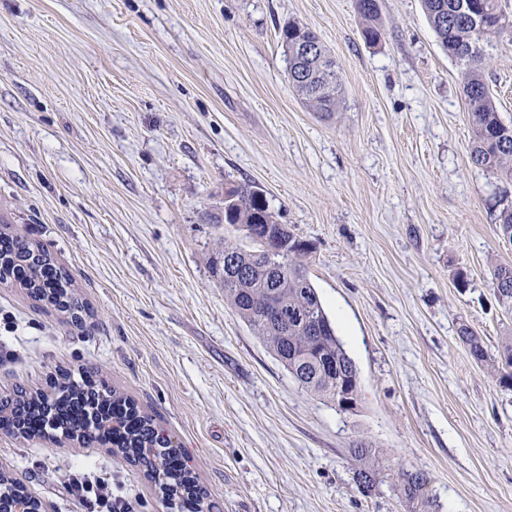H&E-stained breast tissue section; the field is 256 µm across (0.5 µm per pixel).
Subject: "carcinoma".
<instances>
[{"instance_id": "obj_1", "label": "carcinoma", "mask_w": 512, "mask_h": 512, "mask_svg": "<svg viewBox=\"0 0 512 512\" xmlns=\"http://www.w3.org/2000/svg\"><path fill=\"white\" fill-rule=\"evenodd\" d=\"M423 10L441 48L462 68L463 92L471 121L473 164L512 180V125L505 124L484 77L487 51L494 47V39L504 29L512 28V17L503 9L501 0H421ZM357 9L366 25L362 30L369 44L380 41L382 33L375 24L378 0H357ZM282 45L288 47V78L297 93L319 112H332L342 94V84L336 61L320 48V53L306 57L296 53L295 46H308L318 39L315 31L298 23L281 28ZM243 191L230 201L226 223L241 226L277 224L275 214L261 206L254 193L253 183H238ZM288 254L282 266L273 272L287 278L294 270L303 269L298 257L309 252V244L297 238L292 231L283 234ZM0 239L9 246L0 249V281L13 280L12 270L18 265L26 269L25 277L13 280L27 294L46 302L56 310L70 315L74 321L82 319L85 306L74 292L69 274L56 265L54 257L38 242L0 230ZM55 269L57 283L46 280V270ZM494 290L502 303L512 305V267L500 266L494 272ZM270 289L257 283L251 288L224 287V297L236 314L249 325L258 338L286 368L305 391L338 403L340 386L359 392V373L354 360L336 336L335 327L327 314L310 278L296 286L279 289L280 298L288 305V325L284 332H273L264 320V307ZM472 358L480 364L488 363L499 375L500 382H512V336L491 352L484 341L470 327L459 329ZM95 389L101 393L102 405L112 407V417L96 420L88 428L85 415L79 409L84 392ZM51 402L68 416L65 435L84 443H112L126 458H136L145 450L155 451L160 466L152 470V478L161 494L162 505L169 512H210L205 489L181 452L168 448L169 440L153 419L140 413L135 404L121 391L109 388L93 375H85L74 382L61 372L49 377L46 388L28 392L18 389L14 396L0 400V427L17 437L28 440L43 433L37 427L39 410ZM350 458L356 464V481L364 492H370L384 479L372 448H351ZM405 501L419 506L417 512H434L435 504L428 494V479L421 470L399 469L393 475ZM0 489L5 496L25 501L34 512L41 503L25 487L9 475L0 472Z\"/></svg>"}]
</instances>
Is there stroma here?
<instances>
[{
    "label": "stroma",
    "instance_id": "1",
    "mask_svg": "<svg viewBox=\"0 0 512 512\" xmlns=\"http://www.w3.org/2000/svg\"><path fill=\"white\" fill-rule=\"evenodd\" d=\"M0 0V221L41 242L88 312L71 321L0 282V396L91 371L153 416L213 512H408L348 450L423 470L438 512H512V388L471 357L512 331L493 290L512 266V181L475 166L460 68L421 0ZM314 29L343 85L314 112L279 31ZM512 123V30L485 68ZM263 190L359 371L341 412L298 386L224 298L210 262L225 187ZM465 286H458V277ZM108 478L165 512L141 465L105 445L0 429V470L45 512H87L66 475ZM357 9L366 22L362 30L364 40L369 44H376L382 36L381 30L374 23L378 16V0H357ZM349 454L356 464V481L362 491L370 492L385 477L391 476L389 473L383 474L386 469L380 466L373 448H349Z\"/></svg>",
    "mask_w": 512,
    "mask_h": 512
}]
</instances>
